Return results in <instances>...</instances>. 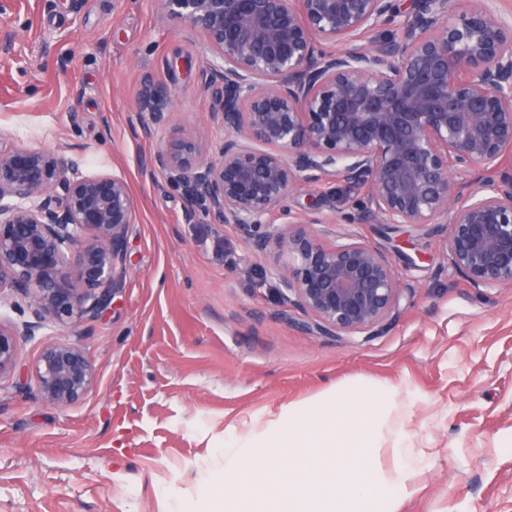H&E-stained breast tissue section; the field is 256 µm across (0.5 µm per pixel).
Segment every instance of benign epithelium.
<instances>
[{"label": "benign epithelium", "instance_id": "benign-epithelium-1", "mask_svg": "<svg viewBox=\"0 0 512 512\" xmlns=\"http://www.w3.org/2000/svg\"><path fill=\"white\" fill-rule=\"evenodd\" d=\"M198 31V85L224 140L166 136L173 99L140 81L137 121L152 172L187 201L185 224L237 227L273 259L284 303L323 336L381 334L403 286L392 255L336 231L325 206L296 211L304 185L366 191L358 223L441 236L443 261L473 288L512 287V8L503 0H156ZM383 26L384 38H371ZM342 45L339 51L327 46ZM134 200L115 175L0 141V380L19 340L94 321L127 276ZM40 399L82 400L96 373L68 340L27 368Z\"/></svg>", "mask_w": 512, "mask_h": 512}]
</instances>
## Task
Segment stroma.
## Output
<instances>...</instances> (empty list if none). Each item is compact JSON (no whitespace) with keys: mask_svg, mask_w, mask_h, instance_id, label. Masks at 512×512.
I'll return each mask as SVG.
<instances>
[{"mask_svg":"<svg viewBox=\"0 0 512 512\" xmlns=\"http://www.w3.org/2000/svg\"><path fill=\"white\" fill-rule=\"evenodd\" d=\"M0 137L125 179L135 200L128 274L102 317L67 331L97 372L77 404L0 381V512H200L224 446L282 407L359 381L411 398L423 462L398 512H512V288L470 287L443 268L438 236L356 224L336 191V228L393 256L407 287L367 342L306 332L269 260L232 228L182 222L186 202L142 161L140 79L174 97L169 134L224 130L198 88L199 34L154 0H0Z\"/></svg>","mask_w":512,"mask_h":512,"instance_id":"stroma-1","label":"stroma"}]
</instances>
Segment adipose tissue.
<instances>
[{
	"label": "adipose tissue",
	"mask_w": 512,
	"mask_h": 512,
	"mask_svg": "<svg viewBox=\"0 0 512 512\" xmlns=\"http://www.w3.org/2000/svg\"><path fill=\"white\" fill-rule=\"evenodd\" d=\"M409 416L395 389L369 382L289 405L225 450L212 512H398L419 471L405 451ZM250 463L261 492L246 496L238 487Z\"/></svg>",
	"instance_id": "ef3b65f1"
}]
</instances>
